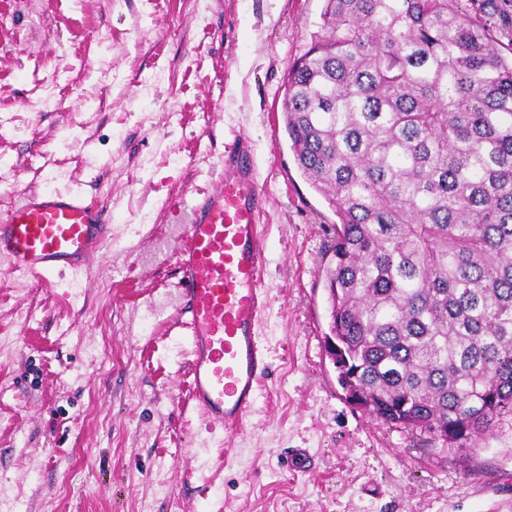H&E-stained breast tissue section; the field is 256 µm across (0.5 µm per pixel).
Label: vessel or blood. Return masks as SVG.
I'll return each instance as SVG.
<instances>
[{
  "mask_svg": "<svg viewBox=\"0 0 512 512\" xmlns=\"http://www.w3.org/2000/svg\"><path fill=\"white\" fill-rule=\"evenodd\" d=\"M248 138L224 145V184L166 205L176 236L175 288L187 318L189 394L204 416L241 429L253 411L268 358L258 333L268 303L265 245L257 224L266 194ZM112 240L99 205L43 189L0 215V256L12 271L48 283L87 265Z\"/></svg>",
  "mask_w": 512,
  "mask_h": 512,
  "instance_id": "obj_1",
  "label": "vessel or blood"
}]
</instances>
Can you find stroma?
Segmentation results:
<instances>
[{"label": "stroma", "mask_w": 512, "mask_h": 512, "mask_svg": "<svg viewBox=\"0 0 512 512\" xmlns=\"http://www.w3.org/2000/svg\"><path fill=\"white\" fill-rule=\"evenodd\" d=\"M323 0H0V180L84 192L119 247L45 285L0 258V486L18 512H512V415L445 448L346 399L328 357L336 215L298 169L284 78ZM250 142L267 194L269 370L217 466L188 403L165 203ZM308 449L298 473L282 458Z\"/></svg>", "instance_id": "1"}]
</instances>
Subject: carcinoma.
I'll return each instance as SVG.
<instances>
[{
    "label": "carcinoma",
    "instance_id": "carcinoma-1",
    "mask_svg": "<svg viewBox=\"0 0 512 512\" xmlns=\"http://www.w3.org/2000/svg\"><path fill=\"white\" fill-rule=\"evenodd\" d=\"M324 2L283 115L338 218V383L468 448L512 414V23L493 24L507 0Z\"/></svg>",
    "mask_w": 512,
    "mask_h": 512
}]
</instances>
